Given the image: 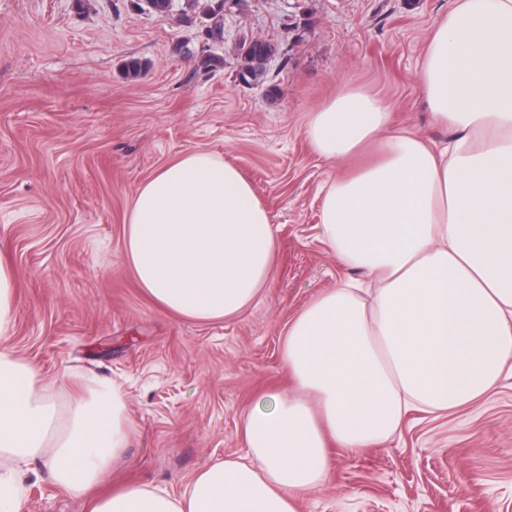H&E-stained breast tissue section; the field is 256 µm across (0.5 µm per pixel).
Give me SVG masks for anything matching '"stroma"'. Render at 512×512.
<instances>
[{"instance_id": "obj_1", "label": "stroma", "mask_w": 512, "mask_h": 512, "mask_svg": "<svg viewBox=\"0 0 512 512\" xmlns=\"http://www.w3.org/2000/svg\"><path fill=\"white\" fill-rule=\"evenodd\" d=\"M448 0H223L201 13L138 0H0V253L17 272L0 349L34 363L59 400L93 378L118 386L132 425L114 480L179 493L207 464L247 453L243 415L289 386L292 316L353 277L320 233L319 157L307 115L345 86L389 103L397 126L447 140L419 63ZM287 50L266 84L239 81L242 38ZM148 61L128 78L122 60ZM199 148L233 163L277 230L272 280L237 318L199 323L156 306L123 257L135 189ZM298 512H512V375L442 417L411 411L392 441L334 449ZM24 512H87L48 480Z\"/></svg>"}]
</instances>
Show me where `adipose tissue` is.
I'll return each mask as SVG.
<instances>
[{"mask_svg": "<svg viewBox=\"0 0 512 512\" xmlns=\"http://www.w3.org/2000/svg\"><path fill=\"white\" fill-rule=\"evenodd\" d=\"M435 145L396 126L357 87L311 112L320 157L377 159L321 191V232L359 277L289 321L292 389L244 418L248 460L208 465L180 493L100 485L127 448L118 388L80 384L67 403L35 365L0 350V512H23L42 462L88 512H297L333 460L401 430L410 411L440 416L493 392L512 370V0H448L420 68ZM277 234L263 199L232 163L200 148L135 191L123 255L160 308L196 322L241 314L268 287Z\"/></svg>", "mask_w": 512, "mask_h": 512, "instance_id": "ef3b65f1", "label": "adipose tissue"}]
</instances>
